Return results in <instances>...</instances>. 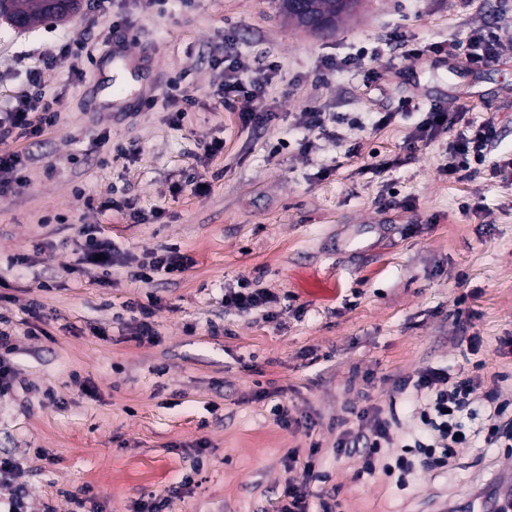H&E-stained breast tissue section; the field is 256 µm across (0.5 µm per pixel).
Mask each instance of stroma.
Here are the masks:
<instances>
[{
	"label": "stroma",
	"mask_w": 512,
	"mask_h": 512,
	"mask_svg": "<svg viewBox=\"0 0 512 512\" xmlns=\"http://www.w3.org/2000/svg\"><path fill=\"white\" fill-rule=\"evenodd\" d=\"M112 12L122 26L88 2L64 22L0 24V113L36 72L59 114L0 143L28 167L0 194V333L13 367L0 457L15 463L0 500L21 487L26 512H75L86 492L103 512L152 496L166 512H277L293 460L314 461L326 479L311 492L340 512H454L512 492V447L477 441L447 473L419 467L403 485L336 452L341 430L359 429L348 408L378 407L396 415L385 451L396 456L418 429L415 395L397 385L431 368L512 399V179L444 170L470 119H493L491 160L512 157V41L479 67L427 50L465 43L475 21L497 26L512 0H363L326 32L288 22L278 0H112ZM228 38L253 60L272 120L220 105L212 60ZM361 48L360 66L328 69ZM123 54L134 70L122 82L109 66ZM121 83L142 104L112 107ZM176 85L194 99L179 124ZM434 104L467 118L412 142ZM307 108L361 124L305 153L295 115ZM381 112L393 118L378 127ZM211 141L221 150L202 157ZM112 199L129 211L105 210ZM88 228L115 246L109 270L79 264ZM170 247L187 259L178 277L130 278ZM19 252L27 265H12ZM243 280L274 302L225 305ZM150 299L158 336L140 341L132 307ZM474 335L478 351L464 356ZM277 403L295 426L276 422Z\"/></svg>",
	"instance_id": "obj_1"
}]
</instances>
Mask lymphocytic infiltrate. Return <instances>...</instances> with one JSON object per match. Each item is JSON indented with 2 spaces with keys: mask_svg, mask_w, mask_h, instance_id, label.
Listing matches in <instances>:
<instances>
[{
  "mask_svg": "<svg viewBox=\"0 0 512 512\" xmlns=\"http://www.w3.org/2000/svg\"><path fill=\"white\" fill-rule=\"evenodd\" d=\"M502 36L498 29L476 26L461 51L466 62L472 66H482L493 62L499 55ZM224 82L219 88V96L225 108L237 110L243 121L257 119L253 104L258 99V84L250 79L251 64L240 54L225 53ZM39 80H32L28 89L22 90L18 103L12 111L0 113V142L8 141L20 133L38 134L54 126L58 114L51 104L42 100ZM497 138V128L492 120L471 122L470 129L460 140L448 146V174L475 172L483 166L487 150ZM401 389H412L420 401L416 414L419 427L413 436L412 444L406 445L403 454L393 464L387 465V472H399L407 476L414 467L432 471L447 472L448 465L461 448L470 447L475 433L470 426L477 416L476 406L480 403L493 405L501 419L493 424L486 436L488 443H501L512 447V417H505L506 403L501 402L497 392H480L479 381L464 377L449 381L447 375L433 369L422 372L416 380H402ZM359 421L368 425L366 432L358 439H339L338 453L349 454L360 451L362 470L374 473L383 449L392 447L394 438L391 421L382 418L380 410H359ZM314 478L313 462H305L299 476L287 479L285 495L287 504L282 512H336L334 504L323 501L312 506L307 490Z\"/></svg>",
  "mask_w": 512,
  "mask_h": 512,
  "instance_id": "obj_1",
  "label": "lymphocytic infiltrate"
}]
</instances>
